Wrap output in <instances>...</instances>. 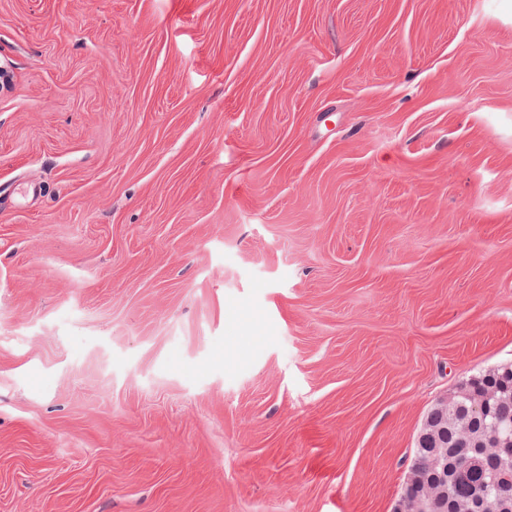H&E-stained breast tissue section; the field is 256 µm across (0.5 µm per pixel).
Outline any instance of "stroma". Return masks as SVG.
Returning a JSON list of instances; mask_svg holds the SVG:
<instances>
[{"mask_svg":"<svg viewBox=\"0 0 512 512\" xmlns=\"http://www.w3.org/2000/svg\"><path fill=\"white\" fill-rule=\"evenodd\" d=\"M0 512H394L512 364V0H0Z\"/></svg>","mask_w":512,"mask_h":512,"instance_id":"35a3bbf8","label":"stroma"}]
</instances>
